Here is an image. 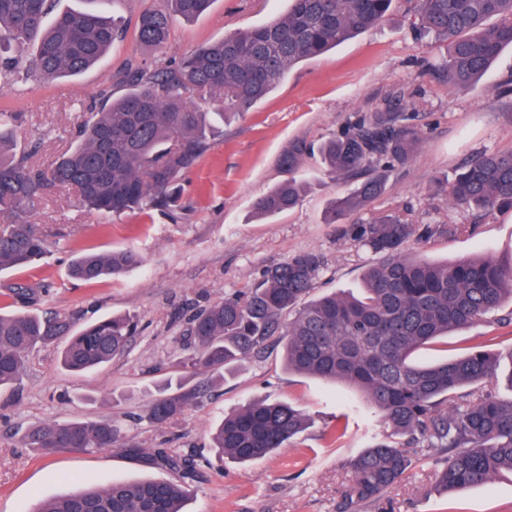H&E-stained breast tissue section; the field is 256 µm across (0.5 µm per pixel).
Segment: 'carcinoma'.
I'll return each instance as SVG.
<instances>
[{
  "label": "carcinoma",
  "mask_w": 512,
  "mask_h": 512,
  "mask_svg": "<svg viewBox=\"0 0 512 512\" xmlns=\"http://www.w3.org/2000/svg\"><path fill=\"white\" fill-rule=\"evenodd\" d=\"M51 0H0V50L34 41L32 69L42 78L74 76L97 63L121 29L102 11L50 14ZM167 8L143 12L140 42L153 49L169 38L172 19L204 14L213 0H165ZM279 19L198 47L156 67L131 66L116 76L126 92L82 122V138L46 171L5 155L16 116L0 112V271L26 267L47 252V239L23 219V207L52 185L77 189L90 209L119 216L167 208L180 200L179 179L209 148L213 116L187 104L197 91L224 101V112H246L260 103L299 63L319 57L379 24L396 0H289ZM414 27L447 46L442 71L463 91L481 80L506 47L512 48V0H416ZM420 131L403 112L358 117L318 149L329 170L358 182L335 199L330 222L367 208L380 196L386 172L412 159ZM311 153L302 140L288 145L281 164L294 171ZM302 188L293 180L260 197L263 216L295 208ZM453 205L491 213L512 208V151L484 153L462 166L449 187ZM462 225L410 224L392 214L349 224L343 233L366 246L377 261L364 274L358 295L332 293L307 299L323 266L314 252L296 254L268 268L250 293L226 296L200 309L176 338L180 363L200 374L232 372L281 337L288 369L361 391L392 433L351 461L352 481L342 512H359L400 481L410 460L402 439L447 456L437 470L444 491L488 483L512 471V399L491 394L452 409L446 404L464 386L492 380L498 356L484 345L452 360L419 366L413 354L452 329L466 328L512 300V258L476 257L436 263L405 254L407 243L455 234ZM140 263L137 253H84L70 276L95 282ZM293 314L288 322L284 314ZM137 328L132 315H113L82 328L62 318L0 314V389L22 378L38 346L64 341L60 364L72 373L93 370L123 354ZM202 387L164 384L148 405V419L162 425L201 397ZM308 423L286 402H251L224 416L212 436L217 458L238 463L285 448ZM22 445L41 453L110 448L120 432L108 416L29 428ZM147 468L173 471L171 480L114 483L36 504L35 512H185L198 461L166 448L124 449Z\"/></svg>",
  "instance_id": "carcinoma-1"
}]
</instances>
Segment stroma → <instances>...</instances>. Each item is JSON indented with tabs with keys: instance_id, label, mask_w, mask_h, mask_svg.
<instances>
[{
	"instance_id": "35a3bbf8",
	"label": "stroma",
	"mask_w": 512,
	"mask_h": 512,
	"mask_svg": "<svg viewBox=\"0 0 512 512\" xmlns=\"http://www.w3.org/2000/svg\"><path fill=\"white\" fill-rule=\"evenodd\" d=\"M163 5V0H111L105 10L125 34L94 67L74 77L26 74L32 45L9 49L22 71L0 79V112L20 114L13 143L28 167H51L78 141L85 116L124 94L114 75L127 64L153 67L183 57L285 15L289 2L214 0L199 18L174 20L164 48H146L137 36L138 18ZM414 6L415 0H398L380 25L302 62L259 105L218 122L213 144L182 176L180 208L107 216L83 206L71 187L48 189L26 208L25 220L38 225L49 252L37 264L0 272V313L26 308L79 326L131 313L139 323L128 351L100 369L66 372L58 364V346L48 345L30 354L20 383L0 393V512H32L37 501L81 487L171 479L169 471L125 457V443L201 458L189 512H337L351 481L350 460L389 428L358 390L288 371L281 343L270 342L225 380L214 381L197 404L170 423H149L146 409L164 382L180 381L190 389L202 381L177 366L173 343L196 307L227 295L245 296L266 267L315 252L324 265L311 298L362 288L375 257L341 235L328 217L332 201L353 185L315 154L287 171L280 160L292 140L316 147L360 115H412L421 141L411 163L389 173L384 193L359 220L392 214L416 224L463 225L457 235L409 244L412 256L438 262L512 257V209L486 215L463 210L437 188L476 155L512 151V49H504L471 90L458 92L440 70L445 45L422 39L413 28ZM291 178L302 187L300 204L276 216L258 215L255 201ZM118 250L138 253L140 265L94 283L69 277L68 267L79 254ZM19 285L36 290L34 303L24 307L10 297V288ZM482 341L499 355L497 376L485 387L457 390L456 401L475 400L483 389L512 398V325L494 321L450 331L415 359L432 364ZM256 399L298 406L309 416V427L288 447L252 463L215 460L212 427ZM102 415L119 427L121 445L45 456L19 444L35 424ZM411 460L406 476L361 512H512V472L446 493L435 479L434 456L415 454Z\"/></svg>"
}]
</instances>
